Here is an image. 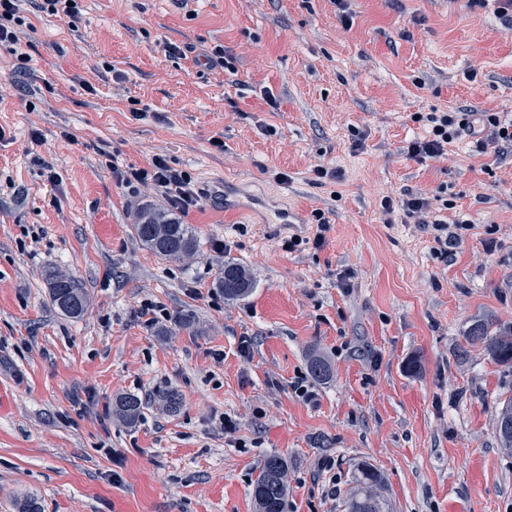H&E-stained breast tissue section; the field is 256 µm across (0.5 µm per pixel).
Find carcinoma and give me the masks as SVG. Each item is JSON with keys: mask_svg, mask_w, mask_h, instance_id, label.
Here are the masks:
<instances>
[{"mask_svg": "<svg viewBox=\"0 0 512 512\" xmlns=\"http://www.w3.org/2000/svg\"><path fill=\"white\" fill-rule=\"evenodd\" d=\"M132 229L140 242L156 255L165 259H183L198 249V238L189 224L151 203H144L133 215ZM50 299L64 316L79 318L88 306L85 289L74 277L59 272L46 276ZM216 287L230 300L247 297L253 287L244 268L233 260L224 262V269L216 281ZM465 342L485 346L490 357L499 364L512 367V328L492 329V324L477 319L463 332ZM310 376L323 381L331 374L328 361L313 354L309 358ZM113 411L126 424L133 425L140 419L144 403L135 394H123L112 401ZM496 435L504 452L512 454V398L503 402L496 422ZM287 461L272 454L266 457L253 482L252 495L258 512H284L287 495ZM358 490L346 501L347 512H390L380 493L383 477L370 464L358 467Z\"/></svg>", "mask_w": 512, "mask_h": 512, "instance_id": "1", "label": "carcinoma"}]
</instances>
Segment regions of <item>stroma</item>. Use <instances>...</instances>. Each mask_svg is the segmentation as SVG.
I'll return each mask as SVG.
<instances>
[{
	"mask_svg": "<svg viewBox=\"0 0 512 512\" xmlns=\"http://www.w3.org/2000/svg\"><path fill=\"white\" fill-rule=\"evenodd\" d=\"M79 6L0 44V512L29 496L41 512H256L270 454L288 462L285 512H345L364 463L392 512H512L494 430L512 369L480 344L458 356L471 321L512 327V150L403 152L425 135L415 113H512V34L465 0H349L347 24L332 0ZM217 46L231 69L207 63ZM156 155L206 191L182 218L193 257L162 259L131 228L165 202L115 171ZM221 183L241 213L212 199ZM409 191L469 220L447 257L383 208ZM228 259L254 281L245 300L215 286ZM50 271L88 292L83 318L53 308ZM145 305L162 313L150 328ZM170 390L174 414L156 397ZM121 393L147 401L136 425L112 414Z\"/></svg>",
	"mask_w": 512,
	"mask_h": 512,
	"instance_id": "stroma-1",
	"label": "stroma"
}]
</instances>
